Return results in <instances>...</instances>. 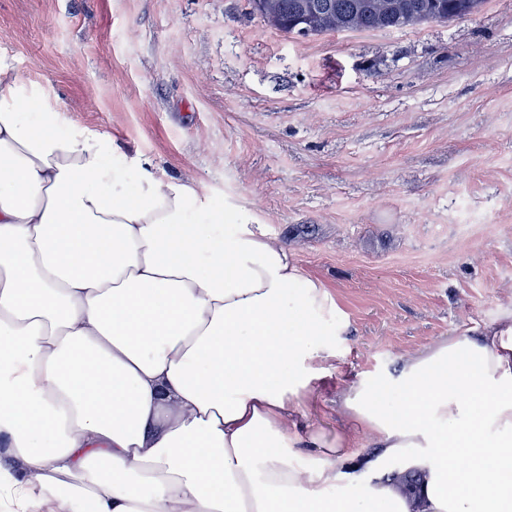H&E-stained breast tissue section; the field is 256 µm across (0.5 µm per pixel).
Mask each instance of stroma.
<instances>
[{
  "mask_svg": "<svg viewBox=\"0 0 512 512\" xmlns=\"http://www.w3.org/2000/svg\"><path fill=\"white\" fill-rule=\"evenodd\" d=\"M0 54L66 104L59 133L250 204L326 283L349 326L299 430L512 303V0L308 38L250 0H0Z\"/></svg>",
  "mask_w": 512,
  "mask_h": 512,
  "instance_id": "35a3bbf8",
  "label": "stroma"
}]
</instances>
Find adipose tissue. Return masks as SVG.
<instances>
[{
	"mask_svg": "<svg viewBox=\"0 0 512 512\" xmlns=\"http://www.w3.org/2000/svg\"><path fill=\"white\" fill-rule=\"evenodd\" d=\"M62 110L0 55L1 504L512 512L511 303L403 357L393 406L353 385L349 430L299 432L348 327L336 297L250 206L58 133ZM358 477L365 495L331 496Z\"/></svg>",
	"mask_w": 512,
	"mask_h": 512,
	"instance_id": "1",
	"label": "adipose tissue"
}]
</instances>
